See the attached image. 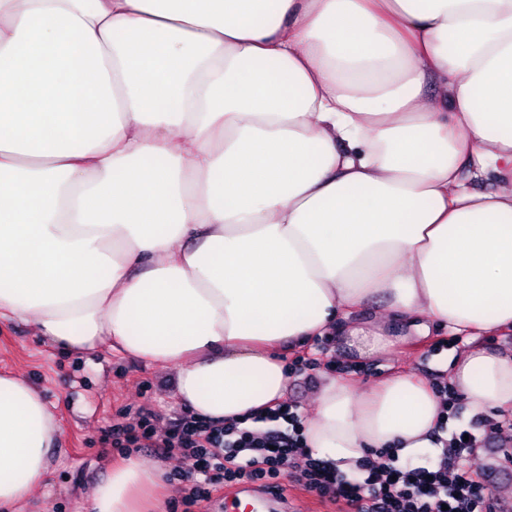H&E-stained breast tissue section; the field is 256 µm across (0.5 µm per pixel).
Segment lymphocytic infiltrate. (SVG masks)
Returning <instances> with one entry per match:
<instances>
[{
    "label": "lymphocytic infiltrate",
    "instance_id": "lymphocytic-infiltrate-1",
    "mask_svg": "<svg viewBox=\"0 0 512 512\" xmlns=\"http://www.w3.org/2000/svg\"><path fill=\"white\" fill-rule=\"evenodd\" d=\"M258 419L265 422V429L249 430L235 422L219 425L186 415L172 419L161 434L152 412L146 410L140 412L136 427H112L102 442L121 450L151 448L161 459L180 456L183 475L192 481L184 500L189 507L227 485L259 481L277 488L284 468L303 456L307 488L344 503L350 512H492L475 464L477 436L460 431L446 440L440 433L434 436L441 452L428 467H399L395 449L370 448L358 465L360 477L350 478L308 456L296 405L268 408Z\"/></svg>",
    "mask_w": 512,
    "mask_h": 512
}]
</instances>
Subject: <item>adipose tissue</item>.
Segmentation results:
<instances>
[{
    "instance_id": "obj_1",
    "label": "adipose tissue",
    "mask_w": 512,
    "mask_h": 512,
    "mask_svg": "<svg viewBox=\"0 0 512 512\" xmlns=\"http://www.w3.org/2000/svg\"><path fill=\"white\" fill-rule=\"evenodd\" d=\"M401 315L468 337L472 412L512 410V351L475 342L512 330V0H0V322L172 364L224 423L282 400L284 350L335 333L378 358ZM316 400L308 446L344 472L431 449L442 410L409 373ZM58 430L0 375V507ZM157 485L120 463L87 512H163Z\"/></svg>"
}]
</instances>
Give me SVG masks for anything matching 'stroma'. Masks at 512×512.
<instances>
[{"instance_id":"stroma-1","label":"stroma","mask_w":512,"mask_h":512,"mask_svg":"<svg viewBox=\"0 0 512 512\" xmlns=\"http://www.w3.org/2000/svg\"><path fill=\"white\" fill-rule=\"evenodd\" d=\"M465 345V337L434 328L428 336L407 337L386 356L366 360L342 337L332 336L323 354L312 341L286 356L290 362L302 356L314 357L318 364L315 370L290 375L285 400L296 405L301 419L307 420L316 413L318 387L329 375L352 379L362 390L392 373L406 371L428 386H443L450 382L451 355ZM0 371L17 374L40 389L60 424L57 449L50 456L46 477L20 512H86L94 488L121 459L117 450L103 447V432L115 425L135 423L143 409L156 414L155 425L160 431L186 412L174 395L173 365L149 364L107 347L91 353L66 351L35 336L29 324L18 320L0 325ZM448 428H469L484 436L476 465L495 471L493 498L512 501V462L505 458L506 450H512V429L485 436L476 415L464 404L450 416ZM136 457L145 467L163 468L161 494L166 512H216L218 502L214 499L197 502L188 511L183 509L181 501L189 484L175 478L182 469L179 458L163 461L148 448L138 451Z\"/></svg>"}]
</instances>
